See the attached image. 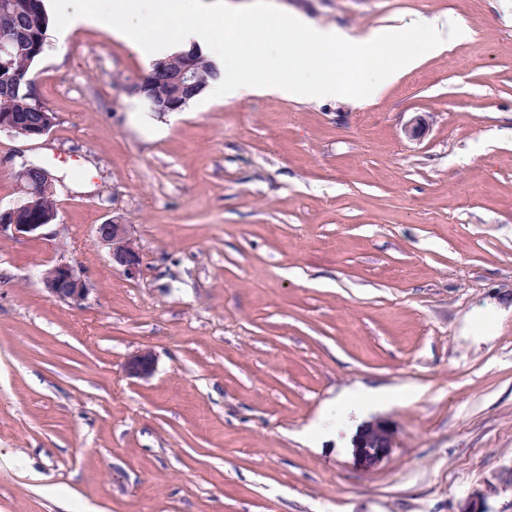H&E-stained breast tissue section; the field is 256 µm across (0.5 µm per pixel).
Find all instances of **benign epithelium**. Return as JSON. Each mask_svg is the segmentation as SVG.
Returning <instances> with one entry per match:
<instances>
[{
  "label": "benign epithelium",
  "instance_id": "obj_1",
  "mask_svg": "<svg viewBox=\"0 0 512 512\" xmlns=\"http://www.w3.org/2000/svg\"><path fill=\"white\" fill-rule=\"evenodd\" d=\"M56 120L55 113L45 112L38 124L24 128L0 117V134L39 140L49 135ZM18 181L20 199L14 206L0 209V233L9 231L18 237H39L43 235L46 225L26 223L23 221V215L36 205L46 189L54 186V179L44 168L23 162L18 172ZM96 235L109 247L113 268L130 279L141 276L143 257L132 234L131 225L123 223L120 217H114L104 224L97 225ZM41 280L52 297L70 304H81L89 293L84 271L68 260L60 259L45 269ZM153 371L154 358L149 350H142L129 357L124 365V372L130 378L146 379ZM394 440L393 429L386 421L380 419L360 430L354 447L364 457L376 458L393 447Z\"/></svg>",
  "mask_w": 512,
  "mask_h": 512
}]
</instances>
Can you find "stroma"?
<instances>
[{"mask_svg": "<svg viewBox=\"0 0 512 512\" xmlns=\"http://www.w3.org/2000/svg\"><path fill=\"white\" fill-rule=\"evenodd\" d=\"M355 34L416 14L469 38L368 105L201 96L155 113L135 47L49 39L37 141L0 137V206L59 180L37 238L0 234V512H512V0H275ZM427 124L409 137L416 116ZM131 224L144 272L94 225ZM67 259L78 305L40 273ZM154 354L151 377L125 361ZM409 389L304 438L330 400ZM41 280L52 297L70 304H81L90 290L84 271L68 260L60 259L45 269ZM394 431L385 420H375L364 426L357 435L354 447L366 458H376L393 448Z\"/></svg>", "mask_w": 512, "mask_h": 512, "instance_id": "1", "label": "stroma"}]
</instances>
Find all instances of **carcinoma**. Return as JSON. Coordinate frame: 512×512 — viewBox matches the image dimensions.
Listing matches in <instances>:
<instances>
[{"label": "carcinoma", "instance_id": "obj_1", "mask_svg": "<svg viewBox=\"0 0 512 512\" xmlns=\"http://www.w3.org/2000/svg\"><path fill=\"white\" fill-rule=\"evenodd\" d=\"M5 4L0 17V41L10 45V54L0 62V115L36 122L40 113L48 111L33 97L32 69L41 58L42 41L47 38L51 20L44 8V0H0ZM197 86L187 89L183 97L191 101L208 84L219 77L215 65L202 55L192 53ZM182 55L177 54L155 62L151 68L154 82L162 88L180 64ZM56 205L52 192L42 196L38 211L31 221H46Z\"/></svg>", "mask_w": 512, "mask_h": 512}]
</instances>
